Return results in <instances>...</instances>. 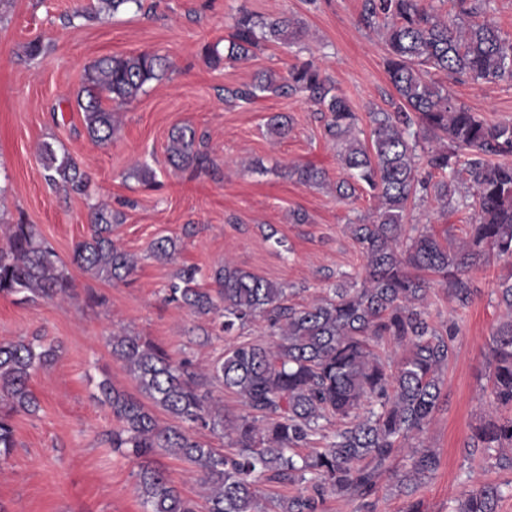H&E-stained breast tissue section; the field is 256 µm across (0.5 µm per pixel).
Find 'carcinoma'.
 Wrapping results in <instances>:
<instances>
[{"label":"carcinoma","mask_w":512,"mask_h":512,"mask_svg":"<svg viewBox=\"0 0 512 512\" xmlns=\"http://www.w3.org/2000/svg\"><path fill=\"white\" fill-rule=\"evenodd\" d=\"M424 0H364L363 22L383 31L385 70L398 102L394 110L370 113L369 140L360 139L358 117L334 92L329 77L307 60L288 71L280 83L273 73L227 91L228 98L251 100L259 92L303 93L330 114L326 133L336 143L347 178L336 194L352 197L367 190L378 205L369 223L350 225L362 249L367 275L359 288L336 284L312 302L288 303V289L252 272L220 264L212 269L213 287L197 284L192 269L168 284L167 299L197 316L212 317L224 334V355L210 369L198 371L176 361L162 347L141 336L111 337L112 354L151 401L120 392L109 380L99 383L101 403L119 423L112 430V450L129 458L157 452L182 458L196 468L208 495L204 505L183 497L163 471L141 466L137 488L144 512H260L262 482L301 484L302 490L278 500L277 512H323L326 497L337 494L358 501V512H375L371 500L377 471L419 438L439 409L440 373L453 354L456 329L442 330L429 320L432 274L459 305L477 292L471 272L477 260L494 253L512 258V124H492L458 102L435 73L475 82L512 81V40L497 22L484 16L454 27L423 6ZM95 12L141 8V0H98ZM303 35L301 21L282 16L264 20L243 12L236 19L227 58H247L268 39L289 42ZM165 59L151 52L112 56L85 70L78 100L90 141L112 140L116 126L104 101H129L157 80ZM268 129L288 135L289 120L275 114ZM169 163L194 170L210 161L204 137L190 126L175 127L166 148ZM46 180L83 192L87 176L76 161L44 146ZM425 163L440 174L433 182L419 176ZM290 175L303 184L324 186L325 171L296 167ZM468 185L471 194H461ZM431 193L442 207L474 211L475 219L460 243L406 227L413 198ZM123 215L95 208L90 233L73 248L70 263L107 282L122 281L135 259L116 246L112 228ZM175 240L159 238L150 254L169 260ZM500 302L509 320L490 337L488 379L494 415L474 426L467 447L512 470V274L499 281ZM0 293L25 301L74 298L66 264L33 224L10 225L9 246L0 250ZM262 320L269 339L239 341L246 325ZM392 339L405 348L396 369L376 352ZM57 348L42 339L0 344V458L16 446L13 414L33 412L38 400L29 388L32 374L55 359ZM224 385L243 406L230 417L213 405V382ZM159 408L180 422L162 426ZM229 431L234 451L224 453L197 440L193 431ZM405 486L434 472L438 457L414 450L403 457ZM500 486L481 483L464 494L453 512H498Z\"/></svg>","instance_id":"cac0c4a2"}]
</instances>
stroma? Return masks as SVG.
Segmentation results:
<instances>
[{
	"mask_svg": "<svg viewBox=\"0 0 512 512\" xmlns=\"http://www.w3.org/2000/svg\"><path fill=\"white\" fill-rule=\"evenodd\" d=\"M96 2L0 0V249L8 246L6 225L32 224L69 260L89 231L93 205L104 202L124 214L113 240L138 260L133 274L115 283L70 267L75 297L65 303H23L0 294V342L41 336L59 347L56 360L29 382L38 410L13 416L16 446L0 461V512H143L136 489L141 462L113 452L107 434L117 421L99 403L97 385L107 378L119 391L138 392L112 354L115 332L146 337L198 369L222 354L224 340L203 336L208 319L164 300L166 285L181 270L197 269L198 284L207 288L212 269L229 261L283 284L295 304L325 294L339 278L354 283L364 275L349 226L370 218L376 200L366 193L343 200L288 175L297 165L323 169L333 182L344 175L317 106L299 94L225 99L226 90L252 83L259 73L284 78L292 64L311 59L357 112L360 128L369 130L370 112L390 109L396 92L385 71L384 38L360 20L363 0H143L139 12L83 17L82 9ZM244 11L267 20L298 18L304 34L291 44L264 42L248 60H226ZM142 51L167 58L169 69L136 99L108 102L118 131L108 145H94L77 106L85 68ZM435 79L488 122L512 123V82L452 84L442 73ZM276 113L291 119L287 137L267 129ZM183 125L207 139L209 169L177 171L167 164L169 133ZM46 144L78 163L89 177L87 193L46 183L39 157ZM137 162L154 171V185L133 176ZM297 209L308 223H292ZM468 216L428 196L409 209L407 221H429L438 235L460 239ZM275 236L286 240L289 253L277 252ZM160 237L176 240L172 260L150 256V243ZM511 270L506 258L479 262L472 272L477 293L464 307L432 285V322L457 328L441 373L443 403L420 437L440 465L412 490L401 483V462L387 465L377 478L376 512H453L475 481L500 485L499 512H512V471L466 451L472 427L492 412L488 343L507 319L496 287ZM149 463L183 496L203 502L206 488L190 463L162 453Z\"/></svg>",
	"mask_w": 512,
	"mask_h": 512,
	"instance_id": "1",
	"label": "stroma"
}]
</instances>
